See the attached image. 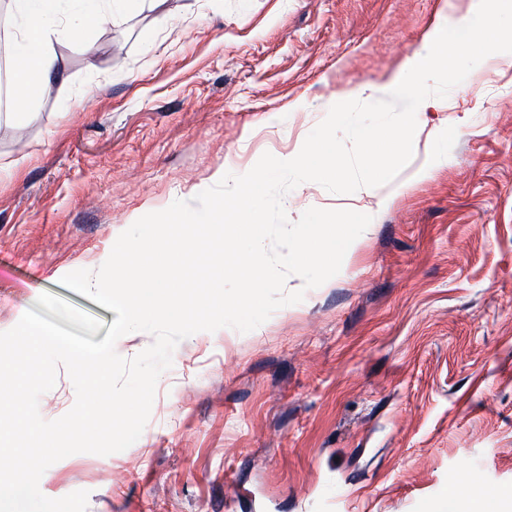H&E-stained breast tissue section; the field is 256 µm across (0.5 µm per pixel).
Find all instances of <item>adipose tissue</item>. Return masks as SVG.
<instances>
[{"mask_svg":"<svg viewBox=\"0 0 512 512\" xmlns=\"http://www.w3.org/2000/svg\"><path fill=\"white\" fill-rule=\"evenodd\" d=\"M61 3L62 0H12L13 10L27 20L11 58L15 101L34 102L63 84L58 58L51 47Z\"/></svg>","mask_w":512,"mask_h":512,"instance_id":"adipose-tissue-1","label":"adipose tissue"}]
</instances>
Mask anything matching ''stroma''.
Segmentation results:
<instances>
[{"mask_svg":"<svg viewBox=\"0 0 512 512\" xmlns=\"http://www.w3.org/2000/svg\"><path fill=\"white\" fill-rule=\"evenodd\" d=\"M469 7L147 0L101 33L63 0L64 91L0 120V331L31 309L101 341L115 312L65 274L98 269L143 215L298 150ZM416 119L387 206L314 182L283 199L292 221L371 215L340 272L251 332L182 340L140 438L56 462L42 494L88 491L87 512H428L512 490V58Z\"/></svg>","mask_w":512,"mask_h":512,"instance_id":"1","label":"stroma"}]
</instances>
